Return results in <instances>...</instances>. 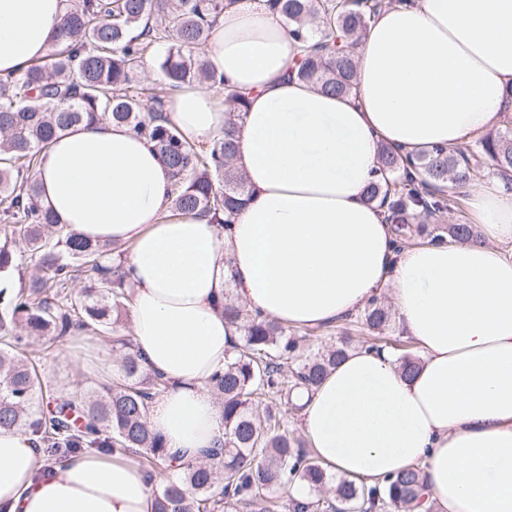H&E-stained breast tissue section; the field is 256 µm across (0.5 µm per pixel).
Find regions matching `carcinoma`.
Instances as JSON below:
<instances>
[{
  "label": "carcinoma",
  "mask_w": 512,
  "mask_h": 512,
  "mask_svg": "<svg viewBox=\"0 0 512 512\" xmlns=\"http://www.w3.org/2000/svg\"><path fill=\"white\" fill-rule=\"evenodd\" d=\"M239 0H76L67 7L61 34L45 60L0 76V273L29 257L28 286L0 288V427L24 426L37 437L46 466L87 448L131 452L156 473L153 512H412L424 500L420 470L407 468L383 484L341 479L328 486L326 471L288 428V405L300 388L316 387L345 357L347 342L325 354L305 352L317 329H289L225 300L224 317L239 339L224 370L208 386L224 409V446L211 462L180 463L170 457L148 415L167 382L148 370L126 334L129 292L118 246L94 243L56 224L39 200L32 172L41 151L81 123L103 118L124 124L155 144L172 170L173 204L199 212L230 230L249 188L232 166L237 120L247 95L229 85L206 58L218 16ZM386 0H263L288 34L303 44L288 74L324 93L355 89V48ZM166 45L157 55L158 46ZM156 56L163 74L145 83L144 60ZM205 83L224 98V136L202 150L185 142L164 107L175 89ZM379 177L365 200L388 213L396 246L418 220L461 206L454 191L477 185L494 172L512 182V121L480 141L403 153L383 147ZM479 242L466 222L449 225L431 240ZM113 259L112 267L105 261ZM94 277L79 299L71 288L84 273ZM374 335L368 347L398 354L409 376L418 361L403 344L385 339L390 313L375 297L360 317ZM75 327L101 328L119 346V373L99 390H55L37 369L32 345L51 344ZM52 399L41 414L38 397ZM295 485L308 489L299 501H276L268 492Z\"/></svg>",
  "instance_id": "carcinoma-1"
}]
</instances>
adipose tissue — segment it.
Listing matches in <instances>:
<instances>
[{"label": "adipose tissue", "mask_w": 512, "mask_h": 512, "mask_svg": "<svg viewBox=\"0 0 512 512\" xmlns=\"http://www.w3.org/2000/svg\"><path fill=\"white\" fill-rule=\"evenodd\" d=\"M66 0H0V75L46 58ZM261 0L219 17L211 67L249 105L235 163L252 191L230 230L172 207L158 151L127 127L79 124L42 151L40 201L80 237L127 248L132 340L168 388L149 413L169 455L199 461L224 441L208 389L232 355L224 291L293 328H324L388 290L421 349L404 376L392 353L349 350L298 395L301 430L329 470L372 483L420 466L417 512H512V191L469 192L481 244L394 245L364 198L380 145L454 148L512 119V0H394L356 50L357 88L334 96L288 77L296 54ZM196 145L224 131L215 96L191 88L165 106ZM44 464L24 427L0 428V512H152L132 456L86 450Z\"/></svg>", "instance_id": "ef3b65f1"}]
</instances>
